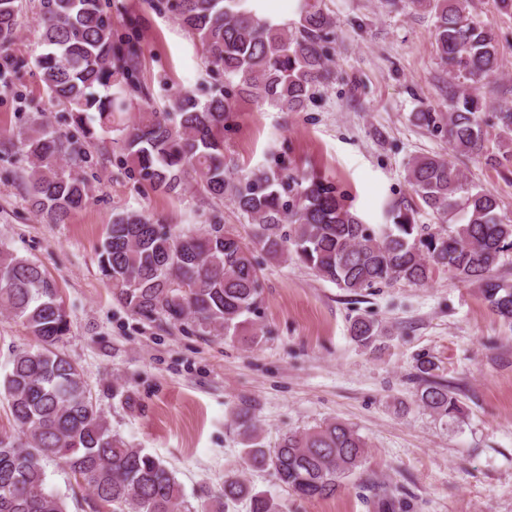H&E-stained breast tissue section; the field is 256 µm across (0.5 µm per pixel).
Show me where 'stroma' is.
<instances>
[{
	"instance_id": "obj_1",
	"label": "stroma",
	"mask_w": 512,
	"mask_h": 512,
	"mask_svg": "<svg viewBox=\"0 0 512 512\" xmlns=\"http://www.w3.org/2000/svg\"><path fill=\"white\" fill-rule=\"evenodd\" d=\"M21 2L15 37L0 51L8 76L0 81V131L47 122L77 135L64 108L49 101L35 64L42 0ZM110 2L116 27L141 20L136 80L157 111H168L176 91L205 100L211 87L224 85L172 15L152 10L149 0ZM323 4L336 21L332 79L299 112L240 101L224 131L230 174H320L374 226L387 223L390 205L416 204L409 159L440 154L496 194L512 217V164L494 168L461 156L412 121L423 109H447L448 71L433 48V14L407 0ZM470 12L499 40L500 68L482 93L490 109L512 105V10L472 0ZM113 139L102 132L82 139L81 173L93 197L62 224L33 209L23 158L0 155V244L56 280L71 321L62 349L84 371L113 434L161 458L194 504L236 474L275 498L282 512H381L386 494L393 512H512V327L477 288L443 273L425 286L393 280L350 294L295 257L273 260L259 250L263 306L251 341L140 319L115 300L98 271L97 249L113 213L134 209L191 232L217 219L248 243L254 227L228 199L190 190L177 198L143 194ZM358 317L385 329L377 347L352 340ZM422 358L434 363V380L456 393L463 415L440 417L418 404ZM241 405L254 413L266 447L285 433L342 421L365 439L367 456L335 497L300 498L271 471L247 465L232 417ZM43 466L48 490L69 512H90L67 469L52 459Z\"/></svg>"
}]
</instances>
